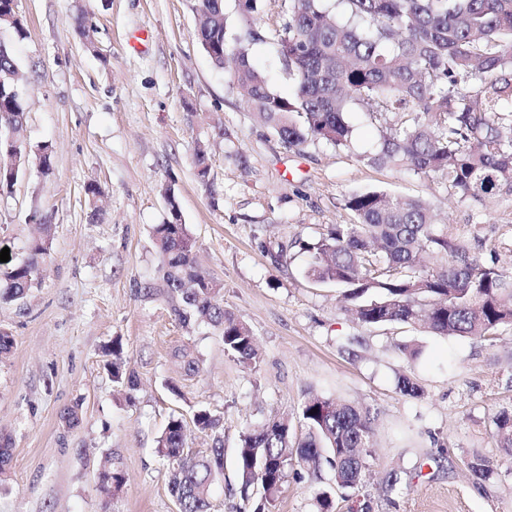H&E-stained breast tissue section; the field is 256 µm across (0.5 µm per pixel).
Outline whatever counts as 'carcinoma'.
<instances>
[{
    "label": "carcinoma",
    "instance_id": "cac0c4a2",
    "mask_svg": "<svg viewBox=\"0 0 512 512\" xmlns=\"http://www.w3.org/2000/svg\"><path fill=\"white\" fill-rule=\"evenodd\" d=\"M285 21L273 41L293 83L287 95L273 92L249 59L265 36L257 28L258 0H245L244 29L228 38L224 0H197L196 36L213 64L230 70L240 101L281 143L309 141L348 146L351 105L361 104L377 121L397 116L382 131L368 162L407 167L423 178H441L461 199L512 191V0H283ZM0 27L24 33L17 0H0ZM26 80L10 45L0 41V197L8 196L23 164L12 158L10 136H23ZM169 218L153 227L164 288L183 322L221 329L224 352L256 367V338L224 310L220 284L199 270L195 241L182 222L179 203L165 189ZM344 207L349 224H334L302 244L307 274L343 289V309L360 326L408 324L438 336L493 341L512 328V271L498 266L497 252L484 259L467 241L448 236L420 198L385 190L352 192ZM40 236L29 256L0 268V303L23 300L38 286L49 256L50 224L34 212ZM108 364L112 381L135 389L120 346ZM378 413L369 406L314 396L299 413L304 436L292 438L287 419L247 427L236 449L238 490L248 512H272L288 467L319 479L328 469L333 487L317 492L318 512H336V492L355 490L369 466ZM194 425L214 434L205 456L185 453V422L169 419L157 453L170 469L169 491L181 512H210L214 484L224 476V443L207 411ZM493 436L512 449V409L499 411ZM105 481L123 480L106 457ZM472 483L486 489L494 469L467 464Z\"/></svg>",
    "mask_w": 512,
    "mask_h": 512
}]
</instances>
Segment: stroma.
<instances>
[{"mask_svg":"<svg viewBox=\"0 0 512 512\" xmlns=\"http://www.w3.org/2000/svg\"><path fill=\"white\" fill-rule=\"evenodd\" d=\"M196 0H19L27 33L0 29L28 77L24 135L50 144L52 170L30 164L0 198V248L26 256L36 234L28 216L51 223V256L24 301L0 304L14 338L0 355V435L11 458L0 471V512H176L168 469L155 451L171 416L187 446L205 455L224 440V479L211 512H244L236 484L240 431L296 415L310 395L378 413V445L358 489L369 512H512V454L498 447L492 418L512 407V329L495 343L422 328L363 327L342 309L339 288L305 275L304 241L348 224L344 197L382 189L420 197L451 235L481 225L487 247L512 265V192L462 200L439 179L366 163L381 127L351 106L349 148L307 143L291 151L239 100L228 71L214 67L195 34ZM85 24L92 42L77 36ZM252 64L287 94L272 41L253 45ZM209 148L210 183L196 177L197 146ZM102 191L90 220L85 188ZM172 189L196 242L201 268L224 289V307L253 332L248 369L224 352L218 330L175 316L159 271L154 225ZM362 337L354 352L341 346ZM120 341L138 381L120 391L108 350ZM419 348L408 360L401 346ZM198 369L188 372L186 358ZM423 394L403 396L399 375ZM77 408L69 426L61 415ZM219 421L199 432L197 411ZM493 464L487 490L466 462ZM112 457L124 484L103 500L99 467ZM398 472L401 485L387 491ZM316 481L288 470L273 512H316Z\"/></svg>","mask_w":512,"mask_h":512,"instance_id":"1","label":"stroma"}]
</instances>
